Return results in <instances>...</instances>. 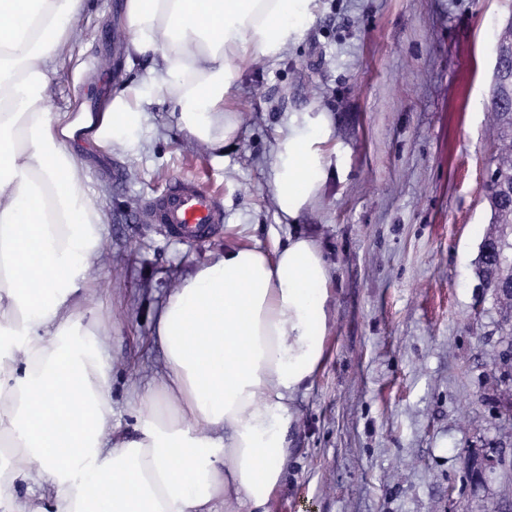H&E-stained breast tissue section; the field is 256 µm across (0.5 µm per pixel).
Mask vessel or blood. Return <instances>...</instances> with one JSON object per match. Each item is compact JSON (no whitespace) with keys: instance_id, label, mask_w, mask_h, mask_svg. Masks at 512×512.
I'll return each instance as SVG.
<instances>
[{"instance_id":"obj_1","label":"vessel or blood","mask_w":512,"mask_h":512,"mask_svg":"<svg viewBox=\"0 0 512 512\" xmlns=\"http://www.w3.org/2000/svg\"><path fill=\"white\" fill-rule=\"evenodd\" d=\"M144 212L149 223L186 243L210 240L224 227L217 194L195 179L173 180L163 194L147 203Z\"/></svg>"}]
</instances>
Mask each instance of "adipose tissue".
<instances>
[{"label": "adipose tissue", "mask_w": 512, "mask_h": 512, "mask_svg": "<svg viewBox=\"0 0 512 512\" xmlns=\"http://www.w3.org/2000/svg\"><path fill=\"white\" fill-rule=\"evenodd\" d=\"M313 2L126 0L127 60L154 65L76 120L52 111L46 72L83 0H0V92L24 87L20 102L0 100V447L12 454L0 502L21 482L29 497L17 512H269L294 403L323 361L331 290L320 248L300 235L270 252L231 246L178 281L157 338L161 386L180 395L182 412L162 419L150 395L132 393L146 417L139 437L120 435L107 364L71 332L105 215L66 140L79 123L102 150L135 147L150 82L183 131L223 153L238 130L224 110L232 82L276 58ZM331 135L322 112L279 131L269 185L283 218L297 219L323 187Z\"/></svg>", "instance_id": "1"}]
</instances>
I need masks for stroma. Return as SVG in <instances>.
<instances>
[{
  "label": "stroma",
  "instance_id": "1",
  "mask_svg": "<svg viewBox=\"0 0 512 512\" xmlns=\"http://www.w3.org/2000/svg\"><path fill=\"white\" fill-rule=\"evenodd\" d=\"M125 0H87L49 73L53 111L96 87L112 95L127 68ZM512 0H316L298 38L234 80L224 101L238 131L223 158L178 124L157 88L135 148L70 143L82 188L106 204L97 284L76 328L110 367L112 426L137 434L130 388L161 391L155 313L168 288L231 245L273 250L312 238L331 271L323 364L296 402L297 431L271 512H502L512 476L477 484L474 458L504 452L502 385L491 373L501 317L475 275L490 229L484 171L495 30ZM332 120L329 175L296 223L267 185L277 128L293 113ZM205 171L222 191L224 233L187 245L144 223L151 197Z\"/></svg>",
  "mask_w": 512,
  "mask_h": 512
}]
</instances>
